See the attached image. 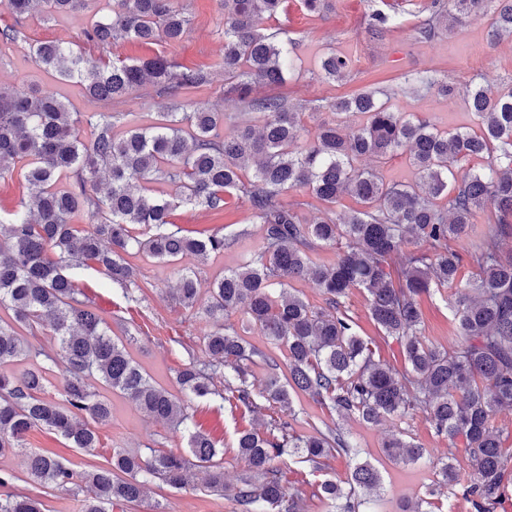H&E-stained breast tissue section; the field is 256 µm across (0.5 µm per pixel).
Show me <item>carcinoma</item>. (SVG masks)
Masks as SVG:
<instances>
[{
    "instance_id": "1",
    "label": "carcinoma",
    "mask_w": 512,
    "mask_h": 512,
    "mask_svg": "<svg viewBox=\"0 0 512 512\" xmlns=\"http://www.w3.org/2000/svg\"><path fill=\"white\" fill-rule=\"evenodd\" d=\"M489 0H453L448 13L432 0L419 34L432 39L449 32ZM492 36L512 37V0H495ZM85 0H5L15 24L0 29V42L26 41L22 22L33 12L78 11ZM284 0H224V93L234 94L260 126L241 122L224 130V113L209 105L173 111V101L211 84L204 67H180L167 56L119 57L104 62L71 46L40 42L28 46L36 66L79 83L104 105L126 102L138 92L162 105L154 123L119 126L125 112H99L87 138L81 120L61 99L31 90L18 96L0 86V175L20 170L29 196L0 218V459L24 445L28 432L48 430L87 454L99 446L98 427L112 419L99 383L132 402L148 419L187 437L188 451L145 446L112 449L108 466L77 470L51 453L28 451L26 475L47 490L85 491L81 512H127L149 486L184 489L195 468L208 473L206 488L229 493L238 512H304L302 493L287 490L285 456L320 471L338 455L358 450L336 417L367 424L389 421L393 431L384 453L416 463L429 457L438 486L462 485L474 512H496L509 489L507 449L493 417L512 410V85L492 91L469 84L466 97L480 133L441 131L427 119L389 111L377 91L330 103L333 115L359 113L365 123L346 129L336 120L310 131L300 113L281 96H252L253 86L281 85L291 69L288 43L266 33L264 20ZM311 14L325 16L334 0H303ZM189 18L181 0H112L111 10L83 32L84 41L117 46L179 44ZM390 18L373 12L366 32L381 39ZM348 58L330 54L322 76L345 77ZM408 153L418 171L415 184L387 183L377 170L359 165ZM488 155L481 170L462 162ZM67 180L69 187L59 184ZM107 181L103 198L92 194ZM179 188L176 199L151 189ZM303 188L328 204L344 196L360 208L344 215L326 210L309 217L302 204H286L283 193ZM243 198L249 221L259 224L263 244L248 260L224 271L201 298L198 272L182 271L176 304L216 323L204 337L209 359H193L176 372L177 391L153 383L128 346L112 337L93 301L82 296L70 270L95 264L136 302L137 271L126 256L144 254L167 264L187 255L200 261L232 247L237 236L221 231L188 233L171 221L181 205L224 214L226 198ZM489 213L479 243L461 252L451 243L470 237L476 217ZM86 224H75L76 216ZM337 247L332 265L316 252ZM475 269L468 294L458 300L461 340L437 346L423 335L418 297L431 289L457 287L464 263ZM400 268L393 279L391 265ZM295 280L311 282L322 296L314 306L290 290ZM353 289L367 294L368 311L384 335L397 341L403 363L374 359L356 334L346 309ZM239 313L274 348L286 352L288 381L280 383L278 361L255 349L224 319ZM50 329L52 353L31 342ZM261 358L270 369L255 388L251 366ZM63 366V392L49 394L54 368ZM318 403L330 421L311 435L295 432L291 393ZM218 397L248 412L269 411L264 428L243 429L235 441L248 474L224 486V449L201 432L187 398ZM422 412L448 451L428 456L407 439L399 423ZM462 440L474 474L466 484L452 463ZM382 485L379 471L357 462L345 482L325 479L312 496L332 512H373L370 494ZM0 512H46L26 493H0Z\"/></svg>"
}]
</instances>
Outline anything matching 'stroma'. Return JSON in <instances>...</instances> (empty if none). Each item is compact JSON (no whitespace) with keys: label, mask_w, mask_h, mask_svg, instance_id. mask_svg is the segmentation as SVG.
Instances as JSON below:
<instances>
[{"label":"stroma","mask_w":512,"mask_h":512,"mask_svg":"<svg viewBox=\"0 0 512 512\" xmlns=\"http://www.w3.org/2000/svg\"><path fill=\"white\" fill-rule=\"evenodd\" d=\"M190 19L183 41L165 47L164 52L182 66H205L212 73L210 86L191 92L176 100L178 111L187 112L194 105H219L224 112L225 127L242 119L243 106L224 96V72L218 61L224 52L221 0H182ZM431 0H336V6L326 16L305 11L302 0H285L282 10L267 19L265 28L279 32L294 44L293 68L285 84L273 87L275 95L300 107L307 128L329 119L328 106L336 98L379 89L390 111L413 112L429 118L438 128H477L478 121L471 113L462 92L464 85L479 83L495 89L512 81V38L499 40L491 36L492 9L464 21L452 32L431 40L421 39L417 30L429 15ZM108 8V0H88L84 10L45 21L27 19L24 31L28 42L65 41L81 43L84 28ZM387 14L392 27L383 39L371 40L366 32L373 11ZM336 53L349 58L351 70L340 81L322 77L321 58ZM424 75L437 80L446 79L457 85L455 95L443 96L437 89L416 88L414 79ZM0 85L17 93L38 89L46 95L68 100L72 111L89 118L101 111V104L85 96L82 88L65 81L52 72L37 70L27 52L17 46L0 45ZM174 224L186 230L238 234L239 240L224 254L199 262L186 257L182 266L196 269L202 285H209L225 269L234 268L262 245L260 225L249 223L248 204L231 200L223 216H215L200 207H179L172 217ZM141 288L140 304L127 303L120 290L99 271L90 267L74 269L76 287L94 301L100 315L109 323L114 337L122 339L134 334L130 352L152 379L166 387L172 386L176 372L189 358L205 359L202 343L213 329L212 323L193 315L175 304L170 294L178 285L176 268L141 255L132 257ZM455 295L444 290L422 296L423 333L431 342L448 346L459 338L458 321L454 316ZM346 306L354 320L356 334L369 342L377 358L393 365L402 362L399 344L384 336L371 320L366 294L352 290ZM112 421L99 427L100 446L95 455H84L65 447L61 438L40 430L31 431L27 448L55 453L72 460L78 468L105 463L113 449H137L156 440L166 447L183 451L187 445L180 435L167 425L146 419L120 395H112ZM194 420L224 449V481L236 484L245 474L246 464L236 456L233 445L238 431L261 427L265 416L229 407L220 398H195L190 402ZM343 428L359 449L360 460L370 462L382 474L379 491V512H400L401 499L412 501L429 495L434 476L428 460L415 464L395 462L385 456L382 444L391 431L389 425H368L350 419ZM192 486L186 490L163 489L134 508L133 512H155L158 497H165L166 512H236L231 496L204 492V472L191 477Z\"/></svg>","instance_id":"35a3bbf8"}]
</instances>
